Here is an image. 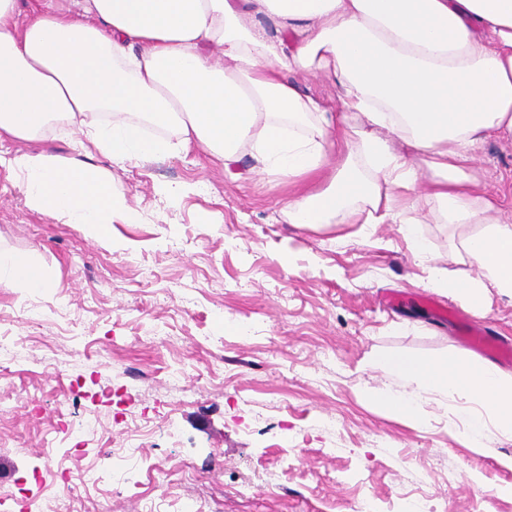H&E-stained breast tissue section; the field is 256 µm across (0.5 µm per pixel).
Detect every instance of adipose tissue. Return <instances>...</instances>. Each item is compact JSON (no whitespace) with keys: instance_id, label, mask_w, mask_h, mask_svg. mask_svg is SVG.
Segmentation results:
<instances>
[{"instance_id":"ef3b65f1","label":"adipose tissue","mask_w":512,"mask_h":512,"mask_svg":"<svg viewBox=\"0 0 512 512\" xmlns=\"http://www.w3.org/2000/svg\"><path fill=\"white\" fill-rule=\"evenodd\" d=\"M66 2L42 0L24 21L19 0H0V135L63 125L120 166L179 146L229 164L246 149L260 172L318 182L285 205L287 223L390 220L422 254L419 224L460 226V262L477 273L431 287L476 307L490 288L512 297V216L469 171L482 143L512 136V0ZM289 71L332 82L339 110ZM6 165L36 211L96 229L136 221L98 165L43 151ZM376 365L404 386L369 392L380 408L417 421L424 395H462L473 446L489 429L512 437V375L498 367L401 354Z\"/></svg>"}]
</instances>
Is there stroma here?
I'll return each mask as SVG.
<instances>
[{
	"instance_id": "1",
	"label": "stroma",
	"mask_w": 512,
	"mask_h": 512,
	"mask_svg": "<svg viewBox=\"0 0 512 512\" xmlns=\"http://www.w3.org/2000/svg\"><path fill=\"white\" fill-rule=\"evenodd\" d=\"M39 149L83 160L63 129L0 139V157ZM110 170L137 213L96 240L32 210L0 168V252L47 276L32 292L0 280V512L34 466L43 512H380L404 498L430 512H512V437L469 447L453 408L430 397L412 423L369 404L402 383L379 355L436 361L470 349L461 324L512 341V298L475 309L429 285L453 273L455 228L423 224L417 253L397 224L304 227L281 210L305 188L196 148ZM474 170L488 194L512 181V141ZM424 294L456 316L433 322ZM143 437L127 456L126 421ZM335 421L332 430L325 421Z\"/></svg>"
}]
</instances>
